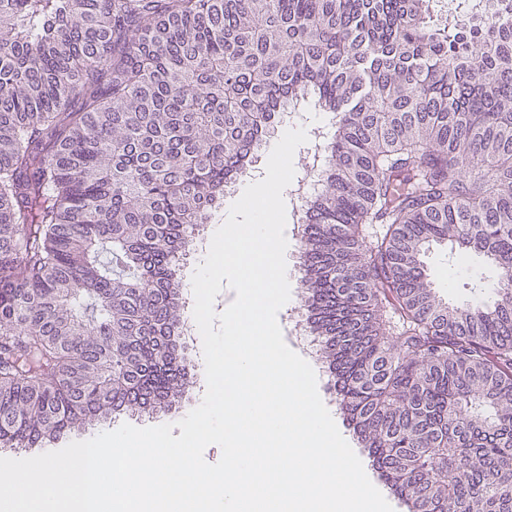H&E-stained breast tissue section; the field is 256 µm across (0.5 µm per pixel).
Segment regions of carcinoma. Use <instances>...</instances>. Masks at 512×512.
I'll return each instance as SVG.
<instances>
[{"label": "carcinoma", "instance_id": "1", "mask_svg": "<svg viewBox=\"0 0 512 512\" xmlns=\"http://www.w3.org/2000/svg\"><path fill=\"white\" fill-rule=\"evenodd\" d=\"M0 0V449L175 415L195 233L285 109L334 117L302 306L409 512H512V0ZM448 243L493 306L424 271ZM451 0H430L428 10L424 14V21L427 25L435 28H448L449 31H456L459 21L466 19L462 9H450L448 3ZM424 264L437 295L448 304H493L497 270L482 255L435 245L426 253Z\"/></svg>", "mask_w": 512, "mask_h": 512}]
</instances>
